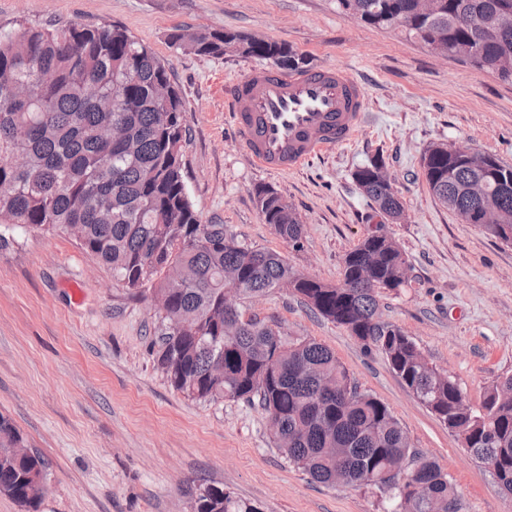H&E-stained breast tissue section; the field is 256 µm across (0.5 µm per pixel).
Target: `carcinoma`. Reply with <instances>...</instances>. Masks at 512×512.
<instances>
[{"instance_id":"cac0c4a2","label":"carcinoma","mask_w":512,"mask_h":512,"mask_svg":"<svg viewBox=\"0 0 512 512\" xmlns=\"http://www.w3.org/2000/svg\"><path fill=\"white\" fill-rule=\"evenodd\" d=\"M337 9L362 22L398 29L425 44L439 41L448 56L469 42V64L512 82V0H431V15L414 13L413 0H336ZM407 12L400 28L394 16ZM460 13L494 17L496 28L460 30ZM171 43L197 56L238 55L279 69L304 62L288 45L231 30L174 29ZM183 107L169 67L126 31L103 23L44 25L18 20L0 28V248L20 230L70 234L132 295L157 297V363L171 385L200 401L258 402L279 424L276 447L323 484L343 474L349 487H366L385 512H448L459 503L455 483L436 461L412 449L399 420L361 389L336 353L306 337H287L272 320L228 309L231 283L240 301L262 297L295 280L294 295L314 314L378 351L409 392L476 460H492L500 492L512 499V374L490 385L480 408L470 406L453 377L430 364L401 328L378 320L380 298L407 283L408 263L396 242L364 237L347 252L335 283L302 276L283 254L224 245V225L205 224L189 196L182 147ZM435 199L450 211L464 188L482 177L438 151L423 166ZM363 194L396 213L399 199L385 193L370 162L353 172ZM261 218L294 249L304 227L275 190L255 188ZM495 195L503 223L481 229L502 241L512 236V171ZM24 444L12 420L0 414V494L37 512L29 494L45 479L44 457H17ZM410 461L413 478L378 483L373 477ZM195 512H257L219 487L207 486Z\"/></svg>"}]
</instances>
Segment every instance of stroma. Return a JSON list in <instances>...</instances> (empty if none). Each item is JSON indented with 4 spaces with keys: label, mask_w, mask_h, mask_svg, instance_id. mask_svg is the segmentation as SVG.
<instances>
[{
    "label": "stroma",
    "mask_w": 512,
    "mask_h": 512,
    "mask_svg": "<svg viewBox=\"0 0 512 512\" xmlns=\"http://www.w3.org/2000/svg\"><path fill=\"white\" fill-rule=\"evenodd\" d=\"M20 17L108 22L168 63L187 127V189L204 223L281 252L326 282L339 280L344 255L381 226L410 266L408 287L381 297L383 321L412 337L471 405L512 374V245L461 223L434 199L422 172L436 143L461 144L512 167V83L400 31L339 14L336 0H0V26ZM179 26L286 43L310 70L345 68L365 90L363 126L295 171L257 166L231 98L235 83L263 60L183 53L169 41ZM373 159L383 161L399 192L401 223L377 214L352 178ZM260 185L274 188L304 224L301 249L263 223ZM246 307L278 320L290 336L334 350L399 419L413 448L452 476L460 512H512L493 472L407 391L381 354L288 291ZM157 322L151 301L133 298L74 238L22 231L0 249V413L47 463L39 512H194L208 486L259 512H383L371 491L325 486L291 463L258 407L174 390L155 361Z\"/></svg>",
    "instance_id": "obj_1"
}]
</instances>
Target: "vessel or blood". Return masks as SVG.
<instances>
[{
    "label": "vessel or blood",
    "instance_id": "vessel-or-blood-1",
    "mask_svg": "<svg viewBox=\"0 0 512 512\" xmlns=\"http://www.w3.org/2000/svg\"><path fill=\"white\" fill-rule=\"evenodd\" d=\"M364 90L346 71L252 70L235 86L233 112L257 165L292 171L358 132Z\"/></svg>",
    "mask_w": 512,
    "mask_h": 512
}]
</instances>
